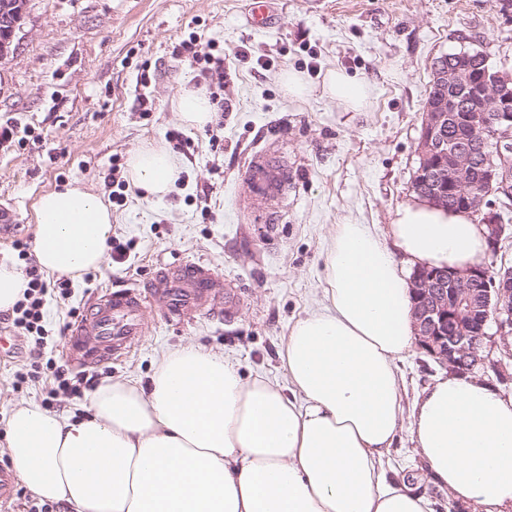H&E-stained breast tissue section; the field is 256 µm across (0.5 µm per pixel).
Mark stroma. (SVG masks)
Returning a JSON list of instances; mask_svg holds the SVG:
<instances>
[{"label":"stroma","instance_id":"stroma-1","mask_svg":"<svg viewBox=\"0 0 512 512\" xmlns=\"http://www.w3.org/2000/svg\"><path fill=\"white\" fill-rule=\"evenodd\" d=\"M249 7L250 0H28L15 49L0 61V123L17 127L0 145V220L18 227L0 235V263L16 264L13 242L33 240L38 199L63 184L109 194L113 160L147 148L170 151L177 178L163 197L133 186L125 205L113 206L112 234L131 245L125 263L108 260L70 279L64 297L58 275H47L45 343L21 337L0 357V461L10 458L7 421L16 404L85 413L92 388L76 397L44 375L65 362L60 327L100 290L146 281L159 264L202 261L234 281V318L176 323L147 301L148 334L128 357L93 368L92 387L131 379L149 388L166 354L185 346L224 355L244 378L287 385L284 338L325 302L324 255L335 226L367 224L388 238L397 209L413 197L434 59L478 50L512 73V0H271L260 31L248 24ZM193 32L201 52L223 57V77H202L199 65L176 56ZM336 68L371 81L364 111L322 97V80ZM290 70L312 86L310 97L285 93L281 78ZM187 89L229 96L219 141L182 123ZM144 99L152 105L146 118ZM173 132L190 138L188 151L174 149ZM263 150L288 167L282 199L254 200L245 180L248 157ZM397 366L405 422L382 469L424 495L432 512H472L433 481L406 422L445 368L416 348Z\"/></svg>","mask_w":512,"mask_h":512}]
</instances>
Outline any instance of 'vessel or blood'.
Listing matches in <instances>:
<instances>
[{
	"instance_id": "b4317fda",
	"label": "vessel or blood",
	"mask_w": 512,
	"mask_h": 512,
	"mask_svg": "<svg viewBox=\"0 0 512 512\" xmlns=\"http://www.w3.org/2000/svg\"><path fill=\"white\" fill-rule=\"evenodd\" d=\"M246 173L258 196L278 197L288 184L286 170L253 154ZM162 302L168 319L192 322L200 318L229 320L237 310L238 293L223 276L205 264L184 262L157 267L146 285L95 296L70 328L65 342L68 362L96 367L123 356L147 333L146 298Z\"/></svg>"
}]
</instances>
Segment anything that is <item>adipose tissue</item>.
Here are the masks:
<instances>
[{
	"label": "adipose tissue",
	"instance_id": "adipose-tissue-1",
	"mask_svg": "<svg viewBox=\"0 0 512 512\" xmlns=\"http://www.w3.org/2000/svg\"><path fill=\"white\" fill-rule=\"evenodd\" d=\"M372 85L331 71L322 91L363 111ZM146 194L176 176L162 149L132 154ZM112 211L80 185L36 205L41 270L99 269ZM484 229L463 211L421 198L397 209L390 240L368 225H337L325 259L327 302L291 326L281 355L288 387L194 347L171 351L144 389H98L75 418L36 404L8 420L11 460L38 497L73 512H431L380 466L403 419L397 360L414 341L406 277L417 265L464 269L485 254ZM436 484L473 512H512V396L475 377L426 389L410 419Z\"/></svg>",
	"mask_w": 512,
	"mask_h": 512
}]
</instances>
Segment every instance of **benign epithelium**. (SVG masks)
Instances as JSON below:
<instances>
[{
	"instance_id": "benign-epithelium-1",
	"label": "benign epithelium",
	"mask_w": 512,
	"mask_h": 512,
	"mask_svg": "<svg viewBox=\"0 0 512 512\" xmlns=\"http://www.w3.org/2000/svg\"><path fill=\"white\" fill-rule=\"evenodd\" d=\"M26 0H15L8 25L7 38H0V62L12 53L18 29L16 17L25 14ZM512 80L498 71L485 73L478 84L468 88V96L479 102L477 111L468 122L483 155V172L475 180L471 172V157L459 153L455 163L443 171L420 168L412 181L413 191L437 180H447L467 202V212L478 218L485 227L491 249H496L505 232V225L496 203L487 198L495 196L497 203L512 205V183L500 174L512 163V99L502 96L501 87ZM445 114L433 107L427 109L422 123V137L417 147L422 158L437 153L443 146L436 130ZM412 315L419 349L433 357L452 374H473L491 368L505 374L503 363L482 354L490 323L497 327L496 335L503 344L504 355L512 360V270L495 280L489 268L476 264L465 270H434L420 267L411 277Z\"/></svg>"
}]
</instances>
